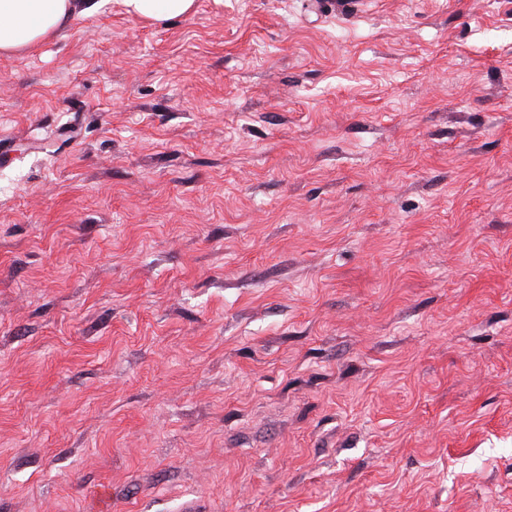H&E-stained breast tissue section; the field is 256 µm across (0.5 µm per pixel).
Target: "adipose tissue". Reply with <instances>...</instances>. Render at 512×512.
<instances>
[{
    "label": "adipose tissue",
    "mask_w": 512,
    "mask_h": 512,
    "mask_svg": "<svg viewBox=\"0 0 512 512\" xmlns=\"http://www.w3.org/2000/svg\"><path fill=\"white\" fill-rule=\"evenodd\" d=\"M127 12L153 23L191 13L196 0H122ZM97 0H0V55L29 51L55 37L75 15L90 14Z\"/></svg>",
    "instance_id": "ef3b65f1"
}]
</instances>
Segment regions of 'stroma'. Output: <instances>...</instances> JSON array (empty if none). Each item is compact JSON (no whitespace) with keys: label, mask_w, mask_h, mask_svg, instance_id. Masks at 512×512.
Here are the masks:
<instances>
[{"label":"stroma","mask_w":512,"mask_h":512,"mask_svg":"<svg viewBox=\"0 0 512 512\" xmlns=\"http://www.w3.org/2000/svg\"><path fill=\"white\" fill-rule=\"evenodd\" d=\"M0 512H512V0L0 56Z\"/></svg>","instance_id":"obj_1"}]
</instances>
